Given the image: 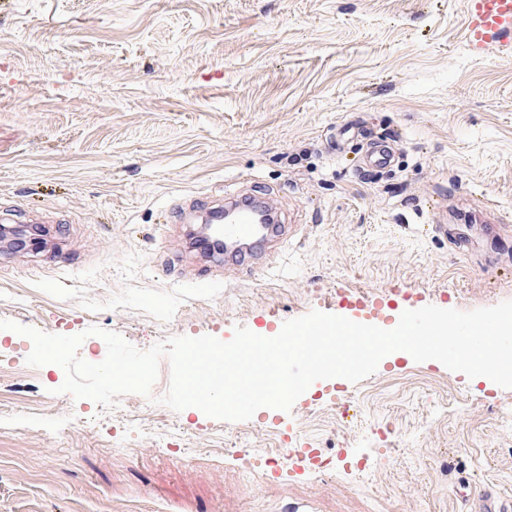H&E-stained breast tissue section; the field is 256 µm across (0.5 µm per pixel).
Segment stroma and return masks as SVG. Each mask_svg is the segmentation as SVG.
I'll list each match as a JSON object with an SVG mask.
<instances>
[{
  "mask_svg": "<svg viewBox=\"0 0 512 512\" xmlns=\"http://www.w3.org/2000/svg\"><path fill=\"white\" fill-rule=\"evenodd\" d=\"M470 0H0V319L146 349L177 335L279 333L342 296L375 326L432 304L512 300V40L473 46ZM361 122L397 144L332 150ZM240 192L292 229L250 271L210 265L176 205ZM447 225L448 234L435 232ZM211 273V293L193 283ZM0 330V512H512V390L384 358L247 421L127 394L112 412L27 365ZM288 435L329 467L272 471Z\"/></svg>",
  "mask_w": 512,
  "mask_h": 512,
  "instance_id": "obj_1",
  "label": "stroma"
}]
</instances>
